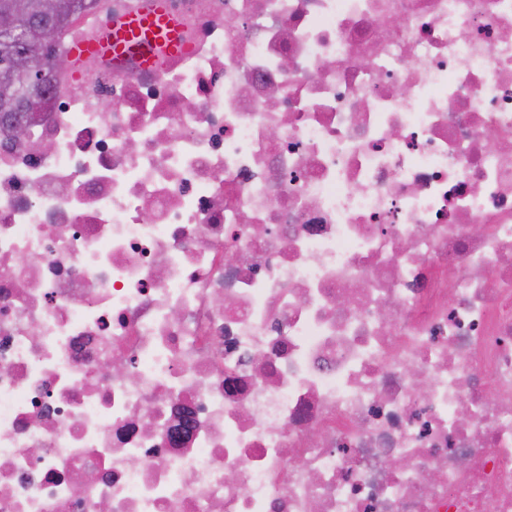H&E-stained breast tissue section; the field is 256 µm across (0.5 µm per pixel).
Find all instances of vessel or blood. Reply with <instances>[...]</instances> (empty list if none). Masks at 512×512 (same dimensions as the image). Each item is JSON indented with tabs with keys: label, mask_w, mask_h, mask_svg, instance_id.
<instances>
[{
	"label": "vessel or blood",
	"mask_w": 512,
	"mask_h": 512,
	"mask_svg": "<svg viewBox=\"0 0 512 512\" xmlns=\"http://www.w3.org/2000/svg\"><path fill=\"white\" fill-rule=\"evenodd\" d=\"M171 54L178 53L181 43L177 37L176 22L163 6L144 15H130L113 31L111 37L94 43H79L72 47L74 56L85 57L111 54L140 57L143 63H151L153 46Z\"/></svg>",
	"instance_id": "obj_1"
}]
</instances>
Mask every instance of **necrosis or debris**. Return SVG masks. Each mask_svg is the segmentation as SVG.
Wrapping results in <instances>:
<instances>
[{"label": "necrosis or debris", "instance_id": "1", "mask_svg": "<svg viewBox=\"0 0 512 512\" xmlns=\"http://www.w3.org/2000/svg\"><path fill=\"white\" fill-rule=\"evenodd\" d=\"M161 1L0 124V512H512V0ZM112 33L106 41L79 43L71 48L75 57L102 54L138 56L149 65L153 59L151 42L161 44L163 51L176 54L181 49L177 37L176 22L162 5H157L153 12L144 15H130L112 32V24L108 27Z\"/></svg>", "mask_w": 512, "mask_h": 512}]
</instances>
